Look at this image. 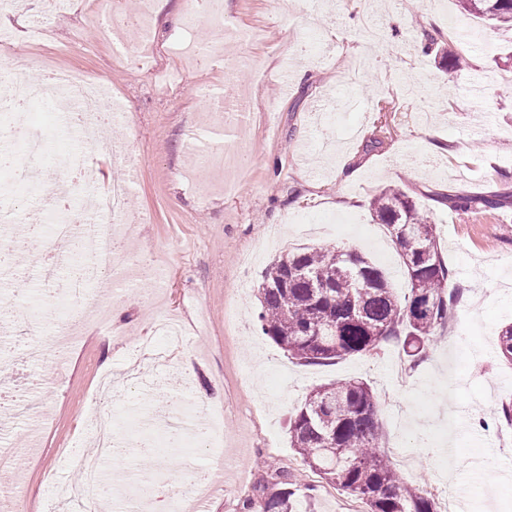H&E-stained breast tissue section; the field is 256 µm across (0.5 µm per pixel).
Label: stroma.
<instances>
[{"instance_id":"obj_1","label":"stroma","mask_w":512,"mask_h":512,"mask_svg":"<svg viewBox=\"0 0 512 512\" xmlns=\"http://www.w3.org/2000/svg\"><path fill=\"white\" fill-rule=\"evenodd\" d=\"M154 2L152 48L133 63L117 59L96 15L138 14L140 0H20L0 9V32L10 35L0 79H37L21 61L43 55L59 70L87 71L122 102L113 135L125 140L127 157L99 154L94 173L104 184L121 167L132 171L128 209L141 222L123 246L159 272L122 291L92 286L112 329L81 327L62 379L55 343L76 322L77 305L34 278L25 250L0 282L14 327L0 328V391L41 394L32 412L0 407L6 440L25 450L21 459L0 457V475L22 484L25 512H66L76 461L94 450L96 406L114 416L130 452L152 446L151 468L166 483L223 462L224 483L206 512H240L255 486L281 473L298 491V512H350L353 496L303 465L288 436L309 392L341 379L370 384L382 446L402 481L430 497L447 489L469 512H512V425L499 418L512 402V364L498 349L500 328L512 322V205L464 212L441 201L482 193L512 201V27L461 14L457 0H224L230 23L265 32L261 43L215 49L225 60L256 61L229 76L172 52L189 0ZM452 18L466 35L449 33ZM435 31L468 67L451 73L439 56L422 54ZM235 92L253 110L228 126L217 111ZM382 100L394 109L377 111ZM29 120L51 157L71 152L53 106H34ZM434 140L440 149L423 152ZM214 144L244 153L237 179L197 167L193 150ZM385 188L405 192L435 224L459 302L419 358L397 337L330 365L291 362L257 329L258 287L280 253L269 229L281 227L291 249H355L408 294L389 234L367 237L370 202ZM168 313L180 317L185 340L161 371L148 348L164 347L153 325ZM34 349L42 362L28 383L17 382L7 365ZM107 374L116 389L99 403ZM178 396L187 415L220 417L222 451L192 435L170 447L164 432L142 431L144 408L166 411Z\"/></svg>"}]
</instances>
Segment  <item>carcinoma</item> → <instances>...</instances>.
<instances>
[{
    "mask_svg": "<svg viewBox=\"0 0 512 512\" xmlns=\"http://www.w3.org/2000/svg\"><path fill=\"white\" fill-rule=\"evenodd\" d=\"M461 13L512 23V0H459ZM455 206L497 209L499 200L459 196ZM375 220L400 249L408 295L361 253L345 247H300L265 269L258 325L302 365H323L370 352L405 336L416 359L448 322L459 292L439 250L436 225L401 191L385 189L370 202ZM501 355L512 363V325L499 333ZM290 447L322 478L364 500L368 512H438L434 498L400 482L380 452L377 402L358 379L320 385L289 420ZM293 492L265 485L245 498L242 512H295Z\"/></svg>",
    "mask_w": 512,
    "mask_h": 512,
    "instance_id": "cac0c4a2",
    "label": "carcinoma"
}]
</instances>
